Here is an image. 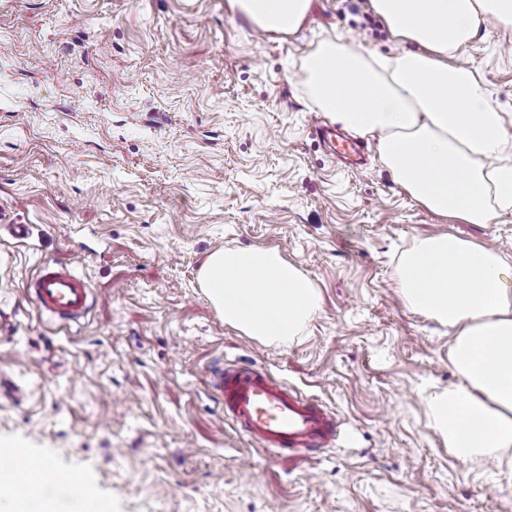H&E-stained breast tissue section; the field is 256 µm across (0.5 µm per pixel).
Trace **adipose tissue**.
Instances as JSON below:
<instances>
[{
	"mask_svg": "<svg viewBox=\"0 0 512 512\" xmlns=\"http://www.w3.org/2000/svg\"><path fill=\"white\" fill-rule=\"evenodd\" d=\"M259 29L292 34L311 0H229ZM392 56L328 39L307 60L315 101L344 128L377 139L394 180L444 219L487 224L512 210V122L458 59L481 22L512 28V0H370ZM412 312L448 325L457 380L431 396L439 435L461 461L512 447V257L450 234L424 237L394 271ZM200 280L228 323L266 343L293 342L320 310L312 282L273 249L211 253ZM18 447L0 449V494L14 512H52L45 488L20 494Z\"/></svg>",
	"mask_w": 512,
	"mask_h": 512,
	"instance_id": "ef3b65f1",
	"label": "adipose tissue"
}]
</instances>
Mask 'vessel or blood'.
<instances>
[{
  "mask_svg": "<svg viewBox=\"0 0 512 512\" xmlns=\"http://www.w3.org/2000/svg\"><path fill=\"white\" fill-rule=\"evenodd\" d=\"M37 309L61 324L79 322L93 305L90 281L60 262L43 263L28 286ZM211 389L229 415L252 440L276 457H298L331 447L341 433L340 422L318 401L256 366L218 367ZM50 464L22 466L17 483L22 492L56 479Z\"/></svg>",
  "mask_w": 512,
  "mask_h": 512,
  "instance_id": "1",
  "label": "vessel or blood"
}]
</instances>
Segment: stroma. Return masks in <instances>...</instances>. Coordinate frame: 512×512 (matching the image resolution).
<instances>
[{
	"mask_svg": "<svg viewBox=\"0 0 512 512\" xmlns=\"http://www.w3.org/2000/svg\"><path fill=\"white\" fill-rule=\"evenodd\" d=\"M334 35L400 50L369 0H312L293 35L228 0H0V441L112 512H512V449L464 463L433 429L450 336L393 279L423 237L512 254V211L442 221L368 136L361 165L333 158L305 63ZM467 61L512 113V29L480 28ZM250 246L317 288L299 342L226 325L202 288L209 253ZM45 259L101 294L79 323L28 296ZM254 362L342 419L334 447L278 461L238 430L209 369Z\"/></svg>",
	"mask_w": 512,
	"mask_h": 512,
	"instance_id": "stroma-1",
	"label": "stroma"
}]
</instances>
